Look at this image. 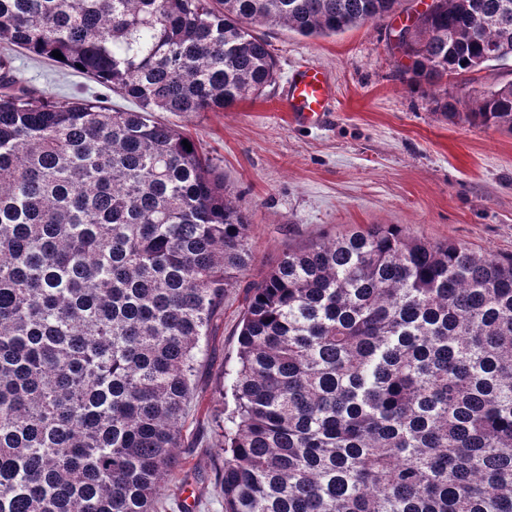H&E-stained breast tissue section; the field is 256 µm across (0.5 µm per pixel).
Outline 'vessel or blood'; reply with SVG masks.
<instances>
[{
    "instance_id": "obj_1",
    "label": "vessel or blood",
    "mask_w": 512,
    "mask_h": 512,
    "mask_svg": "<svg viewBox=\"0 0 512 512\" xmlns=\"http://www.w3.org/2000/svg\"><path fill=\"white\" fill-rule=\"evenodd\" d=\"M332 86L316 65L296 69L288 78L283 106L299 121L316 124L330 110Z\"/></svg>"
}]
</instances>
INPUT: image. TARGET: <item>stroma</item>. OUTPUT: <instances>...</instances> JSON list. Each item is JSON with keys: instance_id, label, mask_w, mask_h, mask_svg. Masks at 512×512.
<instances>
[{"instance_id": "1", "label": "stroma", "mask_w": 512, "mask_h": 512, "mask_svg": "<svg viewBox=\"0 0 512 512\" xmlns=\"http://www.w3.org/2000/svg\"><path fill=\"white\" fill-rule=\"evenodd\" d=\"M427 4L402 0L389 18L329 37L264 28L276 76L260 96L225 112L163 113V120L196 141L249 213L255 261L228 289L217 330L207 340L182 422L189 446L163 491L162 512H182L189 495L197 499L196 512H224V496L213 481L223 458L212 420L234 400L222 389V370L237 359L246 284L260 281L284 253L328 234L395 224L411 237L512 254V132L462 117L484 92L512 80V58L436 86L456 111L445 117L424 90L399 76L407 59L394 35ZM11 57L17 76L53 99L96 96L112 108L132 106L54 62L16 51ZM306 63L323 67L335 88L331 111L311 127L292 122L280 104L290 71Z\"/></svg>"}]
</instances>
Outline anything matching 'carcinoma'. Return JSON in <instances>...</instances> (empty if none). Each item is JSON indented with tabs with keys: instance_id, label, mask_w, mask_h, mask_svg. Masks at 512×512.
Here are the masks:
<instances>
[{
	"instance_id": "1",
	"label": "carcinoma",
	"mask_w": 512,
	"mask_h": 512,
	"mask_svg": "<svg viewBox=\"0 0 512 512\" xmlns=\"http://www.w3.org/2000/svg\"><path fill=\"white\" fill-rule=\"evenodd\" d=\"M400 0H0V42L134 101L61 103L0 60V512H155L250 219L158 112L275 79L255 25L332 36ZM502 0H436L409 82L512 57ZM466 119L512 132V81ZM191 144L187 151L182 141ZM224 512H512V255L375 224L246 289Z\"/></svg>"
}]
</instances>
